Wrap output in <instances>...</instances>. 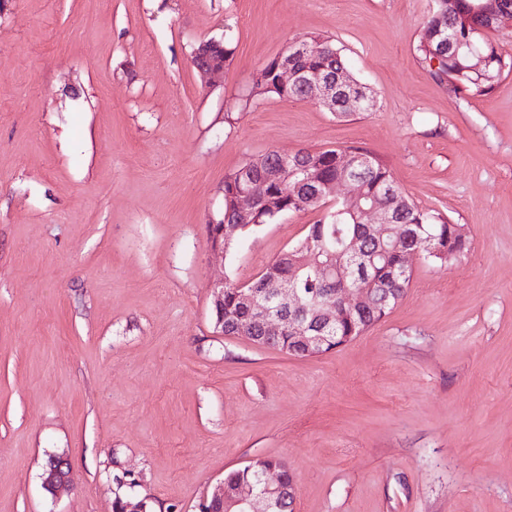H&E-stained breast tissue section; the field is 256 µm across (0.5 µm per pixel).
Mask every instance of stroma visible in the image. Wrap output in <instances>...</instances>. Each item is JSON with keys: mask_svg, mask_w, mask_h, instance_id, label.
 Here are the masks:
<instances>
[{"mask_svg": "<svg viewBox=\"0 0 512 512\" xmlns=\"http://www.w3.org/2000/svg\"><path fill=\"white\" fill-rule=\"evenodd\" d=\"M434 0H0V512H197L225 472L294 473L295 512H512V73L451 93L419 50ZM331 40L368 112L257 93ZM226 40L202 79L193 47ZM359 147L461 225L448 264L352 341L299 358L217 335V278L256 281L321 209L225 255L224 178L274 150ZM72 487H42L49 456ZM134 488L119 490L125 472Z\"/></svg>", "mask_w": 512, "mask_h": 512, "instance_id": "obj_1", "label": "stroma"}]
</instances>
